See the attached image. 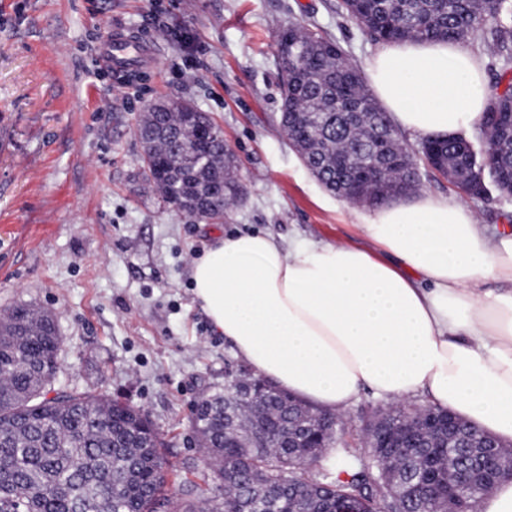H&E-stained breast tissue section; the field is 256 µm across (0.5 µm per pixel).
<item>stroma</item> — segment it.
Here are the masks:
<instances>
[{"instance_id":"obj_1","label":"stroma","mask_w":512,"mask_h":512,"mask_svg":"<svg viewBox=\"0 0 512 512\" xmlns=\"http://www.w3.org/2000/svg\"><path fill=\"white\" fill-rule=\"evenodd\" d=\"M316 24L363 66L379 47L339 0H0V312L51 309L63 345L55 391H91L144 410L169 486L200 481L191 405L247 371L191 292L213 236L354 243L369 207L328 192L279 127L275 40ZM153 59L121 79L102 60L113 34ZM208 113L237 159L242 200L213 223L149 188L135 127L146 102ZM385 404L362 392L343 440Z\"/></svg>"}]
</instances>
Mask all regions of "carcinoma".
I'll use <instances>...</instances> for the list:
<instances>
[{
	"mask_svg": "<svg viewBox=\"0 0 512 512\" xmlns=\"http://www.w3.org/2000/svg\"><path fill=\"white\" fill-rule=\"evenodd\" d=\"M339 8L378 41L467 39L481 32L497 57L479 136L490 139L492 165L472 163L465 133L425 140L426 167L440 159L448 174L460 179L462 192L483 199L490 188L512 194V0H340ZM281 72L280 126L305 168L326 189L346 200L363 191L364 204L377 206L414 190L420 181L416 162L392 170L388 184L353 183L355 170L369 162L385 143L404 149L389 116L366 88L361 71L344 50L316 26L293 22L277 38ZM151 155L167 166L158 178L141 159L144 176L167 203L193 196L198 214L219 221L235 202L215 192L218 184L235 183L236 158L215 128L213 145L198 158L197 174L180 173L179 160L192 142L195 126L185 110L172 107L157 117ZM43 309L21 303L3 313V329L26 325L21 336L0 338V512H292L294 499L305 494L308 512H334L350 503L356 512H445L448 496L412 498L409 489L424 474L426 449L413 456L397 453L388 466L369 452L358 453L340 438L308 460L282 439L243 445L241 437H224V407L236 402L221 390L198 402L192 428L208 450L212 473L204 483L219 493L188 486L167 498V462L162 442L138 409L90 392L46 397L58 370L62 337L44 328ZM290 394L268 391L263 405L272 436L287 418L294 427L316 409L299 403L288 413ZM457 458L480 467L482 449L457 448ZM493 490L477 480L458 497L459 512Z\"/></svg>",
	"mask_w": 512,
	"mask_h": 512,
	"instance_id": "obj_1",
	"label": "carcinoma"
}]
</instances>
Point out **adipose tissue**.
<instances>
[{
	"instance_id": "obj_1",
	"label": "adipose tissue",
	"mask_w": 512,
	"mask_h": 512,
	"mask_svg": "<svg viewBox=\"0 0 512 512\" xmlns=\"http://www.w3.org/2000/svg\"><path fill=\"white\" fill-rule=\"evenodd\" d=\"M365 73L419 139L481 125L483 75L461 42H385ZM357 230L364 244L217 237L192 262L194 297L255 374L322 411L344 412L365 390L421 395L511 442L512 228L422 193Z\"/></svg>"
}]
</instances>
